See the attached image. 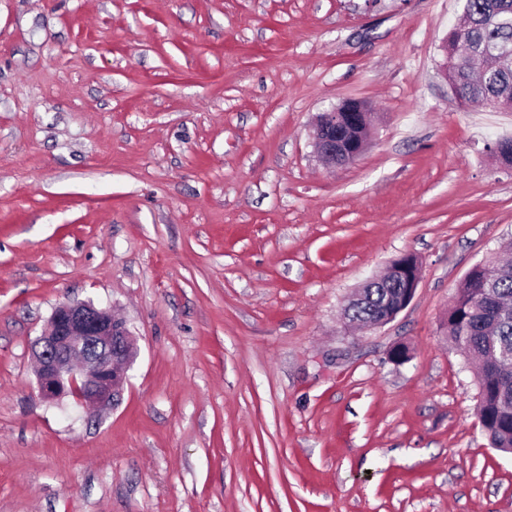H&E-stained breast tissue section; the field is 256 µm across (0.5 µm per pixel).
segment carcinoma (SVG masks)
<instances>
[{"label": "carcinoma", "instance_id": "cac0c4a2", "mask_svg": "<svg viewBox=\"0 0 512 512\" xmlns=\"http://www.w3.org/2000/svg\"><path fill=\"white\" fill-rule=\"evenodd\" d=\"M512 9V0H465L466 24L448 31V80L458 96L496 109L512 98V25L500 23L498 10ZM470 55L456 53L458 42ZM400 281L369 288L365 300L351 311L354 323L365 325L400 302ZM448 336L465 337L463 351L479 360L480 426L491 447L512 449V381L502 376L499 363L512 357V262L475 265L464 278L448 309Z\"/></svg>", "mask_w": 512, "mask_h": 512}]
</instances>
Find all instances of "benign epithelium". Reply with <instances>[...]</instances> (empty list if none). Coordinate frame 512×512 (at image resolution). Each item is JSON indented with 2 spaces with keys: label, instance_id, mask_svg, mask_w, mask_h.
I'll list each match as a JSON object with an SVG mask.
<instances>
[{
  "label": "benign epithelium",
  "instance_id": "1",
  "mask_svg": "<svg viewBox=\"0 0 512 512\" xmlns=\"http://www.w3.org/2000/svg\"><path fill=\"white\" fill-rule=\"evenodd\" d=\"M346 113L349 122L368 112L358 100L352 105L343 102L328 112L321 113L314 127L315 147L322 159L336 165V158L353 162L364 150L366 141L344 143L336 140V114ZM390 275L398 273L409 277L408 297L394 312L375 321L371 328L392 322L408 307L418 287L420 269L409 271L394 260ZM32 354L36 364L38 392L46 401L71 396L89 412L110 406L120 392L121 384L136 356L135 338L124 320L112 310L92 302H63L53 311L47 330L39 336Z\"/></svg>",
  "mask_w": 512,
  "mask_h": 512
}]
</instances>
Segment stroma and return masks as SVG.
<instances>
[{
  "mask_svg": "<svg viewBox=\"0 0 512 512\" xmlns=\"http://www.w3.org/2000/svg\"><path fill=\"white\" fill-rule=\"evenodd\" d=\"M463 8L0 0V512H512L443 328L512 239V112L442 69ZM347 99L368 143L334 169L313 127ZM405 254L410 305L344 326ZM88 300L138 346L95 415L32 357Z\"/></svg>",
  "mask_w": 512,
  "mask_h": 512,
  "instance_id": "obj_1",
  "label": "stroma"
}]
</instances>
